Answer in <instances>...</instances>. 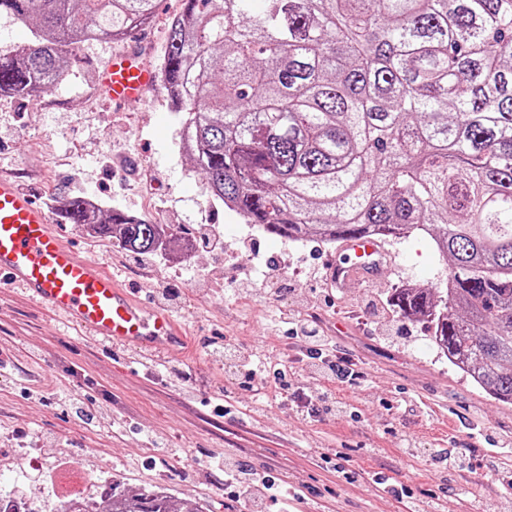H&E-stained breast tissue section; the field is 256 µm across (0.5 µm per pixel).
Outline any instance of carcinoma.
<instances>
[{
	"label": "carcinoma",
	"instance_id": "carcinoma-1",
	"mask_svg": "<svg viewBox=\"0 0 512 512\" xmlns=\"http://www.w3.org/2000/svg\"><path fill=\"white\" fill-rule=\"evenodd\" d=\"M153 2L0 0L37 22L35 45L0 52V92L53 89L77 44L129 34ZM182 2L161 72L213 197L288 239L433 232L448 278L392 305L512 405V0ZM61 212L131 252L160 242L154 224L91 217L81 196ZM95 508L207 512L116 480Z\"/></svg>",
	"mask_w": 512,
	"mask_h": 512
}]
</instances>
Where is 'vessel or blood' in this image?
Wrapping results in <instances>:
<instances>
[{
	"label": "vessel or blood",
	"mask_w": 512,
	"mask_h": 512,
	"mask_svg": "<svg viewBox=\"0 0 512 512\" xmlns=\"http://www.w3.org/2000/svg\"><path fill=\"white\" fill-rule=\"evenodd\" d=\"M157 81L155 70L130 54L102 73V90L116 103L139 100ZM385 263L380 243L367 236L342 242L329 264L336 288L373 281ZM0 281L113 347L161 357L177 355L183 332L161 309L137 300L97 261L80 257L58 233L49 211L15 182L0 178Z\"/></svg>",
	"instance_id": "vessel-or-blood-1"
}]
</instances>
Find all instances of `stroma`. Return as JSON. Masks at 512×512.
I'll use <instances>...</instances> for the list:
<instances>
[{"mask_svg": "<svg viewBox=\"0 0 512 512\" xmlns=\"http://www.w3.org/2000/svg\"><path fill=\"white\" fill-rule=\"evenodd\" d=\"M181 0H156L153 21L124 40L79 44L63 80L42 97L0 93V176L31 191L43 206L67 195L98 198L171 233L195 235L238 225L223 250L202 246L178 259L165 251L138 257L74 224L59 230L80 256L91 257L124 287L165 305L190 338L177 360L155 359L83 337L61 316L0 288V490L16 491L32 512H50L69 490L60 461L77 463L80 489L97 492L115 478L131 492L164 484L208 512H244L245 500L224 492V475L207 457L236 454L251 468L272 470L295 493L267 501V512H408L413 497L438 501L442 512H512L504 491L512 476V405L452 366L432 345L425 322L391 305L397 289L435 288L448 275L430 234L385 240L388 262L377 280L331 287L328 260L336 244L285 241L240 228L241 218L213 199L205 176L181 149L180 116L165 85L118 106L98 87L112 56L137 50L160 66ZM315 316L336 357L354 363L356 385L312 374L303 345L273 335L279 313ZM236 356L214 359L205 341ZM256 354L288 370L305 398L333 393L318 415L267 382L265 401L242 387L240 360ZM41 391L45 402L20 390ZM67 392L102 417L84 425L56 402ZM24 428L37 445L13 439ZM164 440V447L151 443ZM42 454L44 473L19 470L28 452ZM345 463L350 477L337 473ZM381 473L386 484L371 480Z\"/></svg>", "mask_w": 512, "mask_h": 512, "instance_id": "stroma-1", "label": "stroma"}]
</instances>
